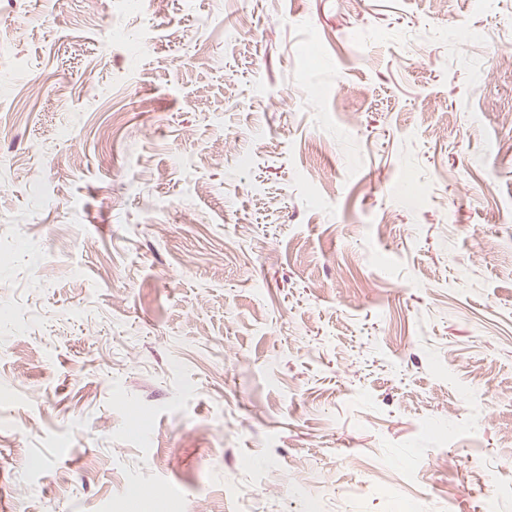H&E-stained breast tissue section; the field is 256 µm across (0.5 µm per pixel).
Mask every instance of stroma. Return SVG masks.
I'll list each match as a JSON object with an SVG mask.
<instances>
[{
    "label": "stroma",
    "instance_id": "35a3bbf8",
    "mask_svg": "<svg viewBox=\"0 0 512 512\" xmlns=\"http://www.w3.org/2000/svg\"><path fill=\"white\" fill-rule=\"evenodd\" d=\"M96 7L0 0V512H512V0Z\"/></svg>",
    "mask_w": 512,
    "mask_h": 512
}]
</instances>
